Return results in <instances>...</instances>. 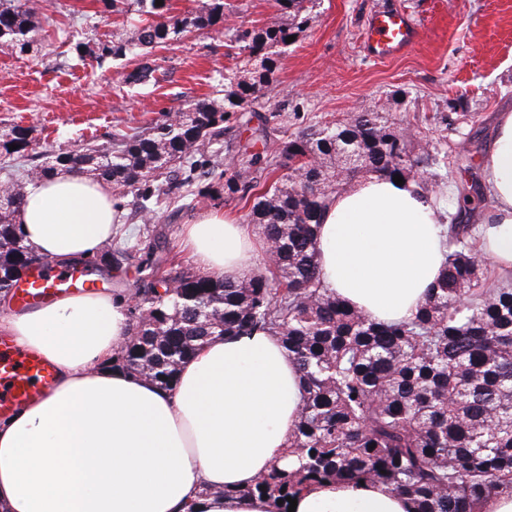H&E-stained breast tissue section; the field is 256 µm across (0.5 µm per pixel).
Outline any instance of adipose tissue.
Here are the masks:
<instances>
[{
	"instance_id": "ef3b65f1",
	"label": "adipose tissue",
	"mask_w": 512,
	"mask_h": 512,
	"mask_svg": "<svg viewBox=\"0 0 512 512\" xmlns=\"http://www.w3.org/2000/svg\"><path fill=\"white\" fill-rule=\"evenodd\" d=\"M490 215L479 248L512 272V111L500 113L481 160ZM109 185L70 171L31 185L16 214L26 244L54 263L111 243ZM448 215L418 183L375 175L332 197L318 228L321 278L384 323L414 318L445 265ZM195 264L249 275L263 245L248 225L212 212L185 225ZM0 334L57 368L54 386L0 417V512H273L268 499L222 496L284 455L303 401L300 372L279 337L210 339L172 388L113 368L130 339L124 298L90 291L21 311L0 295ZM397 493L324 483L295 512H406Z\"/></svg>"
}]
</instances>
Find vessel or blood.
<instances>
[{"mask_svg":"<svg viewBox=\"0 0 512 512\" xmlns=\"http://www.w3.org/2000/svg\"><path fill=\"white\" fill-rule=\"evenodd\" d=\"M420 37V27L404 13L374 11L366 21L365 44L376 59H388L413 48ZM92 282L82 271H59L43 263L22 282V302L43 301L91 288ZM55 365L17 343L0 338V415L40 396L56 379Z\"/></svg>","mask_w":512,"mask_h":512,"instance_id":"b4317fda","label":"vessel or blood"}]
</instances>
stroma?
<instances>
[{
  "label": "stroma",
  "mask_w": 512,
  "mask_h": 512,
  "mask_svg": "<svg viewBox=\"0 0 512 512\" xmlns=\"http://www.w3.org/2000/svg\"><path fill=\"white\" fill-rule=\"evenodd\" d=\"M224 24L191 33L151 53L100 66L93 58L103 34L131 29L129 16L101 13L98 0H24L41 26L29 52L0 48V134L21 128L30 145L12 162L15 172L51 150H78L221 96L224 76L242 57L233 30L263 26L275 0H224ZM405 11L422 25L417 46L382 62L364 49L367 15ZM512 107V0H315L310 21L288 44L272 87L261 89L251 111L235 113L227 139L210 143L203 159L224 170L227 143L263 153L252 135L265 123L279 141L317 121L355 112H383L397 129L448 155L439 193L480 175L492 144L496 113ZM211 211L243 217L245 203L224 193L223 182L202 180L165 200L151 222L156 253L192 268L181 231Z\"/></svg>",
  "instance_id": "1"
}]
</instances>
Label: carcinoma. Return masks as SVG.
<instances>
[{"mask_svg": "<svg viewBox=\"0 0 512 512\" xmlns=\"http://www.w3.org/2000/svg\"><path fill=\"white\" fill-rule=\"evenodd\" d=\"M103 12L139 16L129 36L98 40L97 59L119 60L161 47L185 33L224 21V0H207L183 16L156 0H98ZM312 0H276L278 13L235 41L254 65L224 75V97L199 101L174 119L126 134L108 146L51 152L27 171L30 182L62 169L86 170L134 194L151 221L164 191L163 171L190 184L210 175L198 157L229 130L230 117L252 104L274 80L286 38L301 32ZM39 28L18 0H0V47L25 53ZM446 167L428 142L413 150L380 112H357L342 123L315 122L266 151L231 161L224 192L249 205L245 220L259 227L275 260L242 280L164 267L149 246L140 263L132 340L115 365L174 385L180 366L215 336L278 337L301 373L303 405L284 463L224 496H267L275 512L287 498L320 483L362 482L403 496L407 512H478V505L512 489V288L490 285L483 272L472 214L485 201L477 180L457 188L448 224L446 266L416 316L384 324L323 288L318 225L339 186L356 177L399 175L418 181ZM24 182L0 183V293L36 257L15 220Z\"/></svg>", "mask_w": 512, "mask_h": 512, "instance_id": "carcinoma-1", "label": "carcinoma"}]
</instances>
